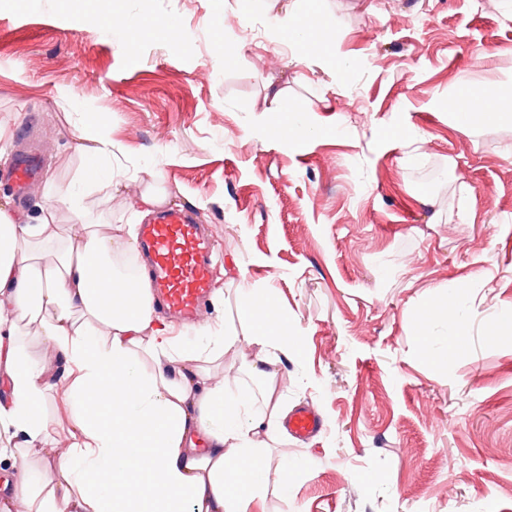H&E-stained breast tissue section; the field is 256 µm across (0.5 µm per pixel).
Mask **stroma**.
<instances>
[{"mask_svg":"<svg viewBox=\"0 0 512 512\" xmlns=\"http://www.w3.org/2000/svg\"><path fill=\"white\" fill-rule=\"evenodd\" d=\"M292 8L334 43L281 40L270 19ZM112 12L141 24L130 49ZM507 44L506 0H0V203L37 216L96 116L118 189H82L87 219L126 223L156 177L215 240L226 302L201 321L237 325L241 288L277 301L299 345L272 353L276 392L323 428L266 449L297 467L267 512H512V120L460 128L440 106L512 87ZM277 90L305 138H275ZM30 146L43 173L20 191L3 173ZM457 288L466 326L440 361L418 319Z\"/></svg>","mask_w":512,"mask_h":512,"instance_id":"obj_1","label":"stroma"}]
</instances>
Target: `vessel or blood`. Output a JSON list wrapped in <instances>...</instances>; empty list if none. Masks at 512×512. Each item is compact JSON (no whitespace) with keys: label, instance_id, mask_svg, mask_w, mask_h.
Listing matches in <instances>:
<instances>
[{"label":"vessel or blood","instance_id":"1","mask_svg":"<svg viewBox=\"0 0 512 512\" xmlns=\"http://www.w3.org/2000/svg\"><path fill=\"white\" fill-rule=\"evenodd\" d=\"M139 249L149 262L156 299L167 309L193 319L210 294L212 247L191 213L165 210L141 225ZM321 423L309 410L297 411L288 432L304 438L318 431Z\"/></svg>","mask_w":512,"mask_h":512}]
</instances>
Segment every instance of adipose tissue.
<instances>
[{"mask_svg": "<svg viewBox=\"0 0 512 512\" xmlns=\"http://www.w3.org/2000/svg\"><path fill=\"white\" fill-rule=\"evenodd\" d=\"M283 39L330 44L334 31L296 13L278 17ZM460 127L512 116V92L461 87L445 103ZM81 178L102 182L112 141L83 124ZM36 223L0 207V512H260L264 449L279 445L287 416L275 396L271 349L295 335L273 297L239 291L240 329L223 321L182 340L157 313L151 271L121 272L132 224H60L80 213L73 186L55 178ZM44 356L25 355L21 332ZM255 351L265 364V408L253 413L208 363ZM68 415L56 437L49 401Z\"/></svg>", "mask_w": 512, "mask_h": 512, "instance_id": "adipose-tissue-1", "label": "adipose tissue"}]
</instances>
